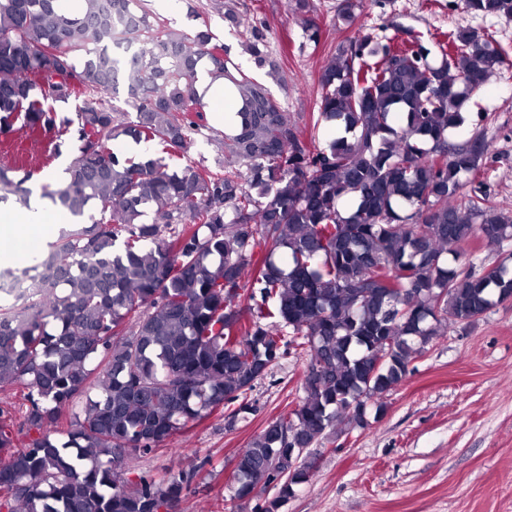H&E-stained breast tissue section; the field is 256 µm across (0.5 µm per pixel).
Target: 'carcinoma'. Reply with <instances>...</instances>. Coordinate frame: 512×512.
I'll return each instance as SVG.
<instances>
[{"label": "carcinoma", "mask_w": 512, "mask_h": 512, "mask_svg": "<svg viewBox=\"0 0 512 512\" xmlns=\"http://www.w3.org/2000/svg\"><path fill=\"white\" fill-rule=\"evenodd\" d=\"M84 2L70 14L60 0H0V133L27 129L54 157L79 143L63 186L42 187L72 222L0 302V388L22 389L0 406V512H179L189 475L131 480L127 461L215 412L246 418L248 393L293 349L309 356L302 396L235 456L228 510L256 499L280 512L316 470L304 455L290 469L291 449L340 419L366 427L449 325L512 298V271L464 270L475 234L512 237V215L486 196L459 204L487 144L448 142L512 64L473 28L434 58L416 37L356 33L322 68L310 122L334 136L318 143L257 74L288 87L265 22L243 43L251 71L206 23L180 35L143 0ZM462 3L512 17V0ZM360 7L342 0L337 18L350 26ZM296 10L318 41L313 0ZM113 46L137 53L120 80ZM203 66L242 100L236 128L214 135V166L187 159L210 130ZM119 93L131 111L113 105ZM69 101L70 116L58 109ZM118 139L146 150L117 153ZM33 176L0 164V202L28 205ZM24 428L35 436L17 448Z\"/></svg>", "instance_id": "cac0c4a2"}]
</instances>
